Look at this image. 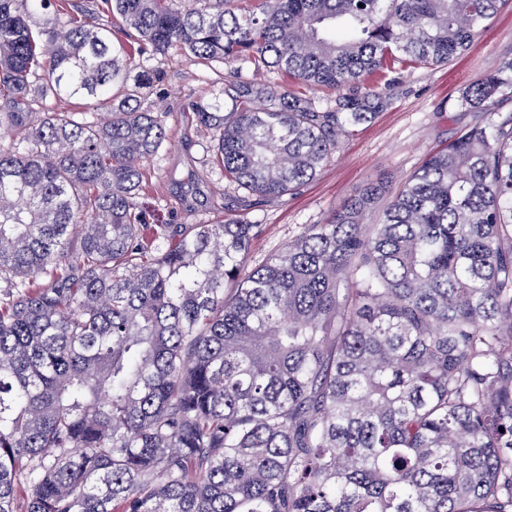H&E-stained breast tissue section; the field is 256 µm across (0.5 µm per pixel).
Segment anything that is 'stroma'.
I'll list each match as a JSON object with an SVG mask.
<instances>
[{
    "label": "stroma",
    "instance_id": "stroma-1",
    "mask_svg": "<svg viewBox=\"0 0 512 512\" xmlns=\"http://www.w3.org/2000/svg\"><path fill=\"white\" fill-rule=\"evenodd\" d=\"M511 58L512 0H504L474 43L451 63L404 71L391 104L373 123L341 139L316 180L295 194L249 207L252 222L260 226L251 245V265L267 261L367 183L382 181L397 188L430 152L472 121V113L460 106L461 89ZM136 63L160 75L151 98L166 132L158 155L143 167L146 218L153 224L213 223L223 217L230 191L208 162L211 140L200 131L193 106L223 86L229 68L187 59L177 47Z\"/></svg>",
    "mask_w": 512,
    "mask_h": 512
}]
</instances>
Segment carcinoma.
<instances>
[{
    "label": "carcinoma",
    "instance_id": "1",
    "mask_svg": "<svg viewBox=\"0 0 512 512\" xmlns=\"http://www.w3.org/2000/svg\"><path fill=\"white\" fill-rule=\"evenodd\" d=\"M502 2L102 0L100 23L0 0V512H512V59L397 190L255 267L238 205L145 223L165 129L133 64L177 43L234 66L195 108L210 161L278 198L390 104L368 76L453 61Z\"/></svg>",
    "mask_w": 512,
    "mask_h": 512
}]
</instances>
